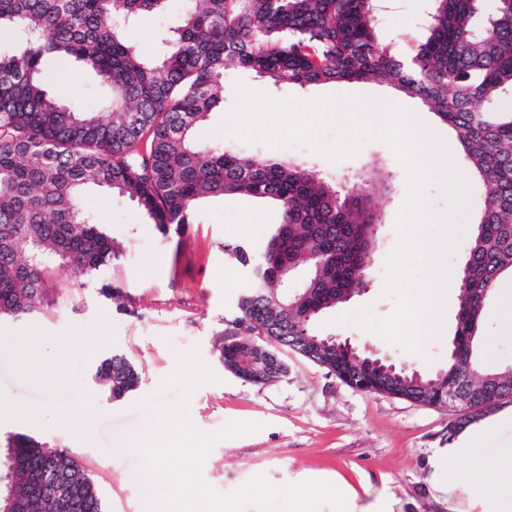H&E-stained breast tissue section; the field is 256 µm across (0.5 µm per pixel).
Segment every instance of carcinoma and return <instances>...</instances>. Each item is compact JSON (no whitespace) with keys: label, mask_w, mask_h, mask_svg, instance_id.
<instances>
[{"label":"carcinoma","mask_w":512,"mask_h":512,"mask_svg":"<svg viewBox=\"0 0 512 512\" xmlns=\"http://www.w3.org/2000/svg\"><path fill=\"white\" fill-rule=\"evenodd\" d=\"M167 0H0V317L42 315L50 278L71 264L89 276L119 257L112 237L83 211L80 193L95 186L129 199L168 231L197 220L204 194L242 196L273 205L278 222L257 250L224 245L249 284L238 297L224 369L253 349V337L327 370L342 382L379 377L375 390L425 406L447 403L448 380L412 371L380 373L375 359L340 349L309 355L299 340L315 336L318 316L347 302L369 281L371 228L379 223L364 180L334 182L301 163L201 147L193 128L224 102V67L233 62L274 84L302 88L375 79L419 99L457 130L463 159L479 179L484 208L458 281L459 309L447 371L478 410L512 393V367L484 374L478 331L485 303L512 275V0L477 26V0H431L426 40L408 56L376 37L378 0H189L144 57L130 31ZM74 58L108 88L103 112L80 109L44 89L45 57ZM480 103L490 108H477ZM286 261L301 273L298 290L277 275ZM95 381L121 399L139 383L135 364L114 352ZM3 492L24 512H60L46 494L52 480L70 485L69 512H105L90 475L64 448L10 434L0 448Z\"/></svg>","instance_id":"obj_1"}]
</instances>
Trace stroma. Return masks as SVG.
I'll return each instance as SVG.
<instances>
[{"label":"stroma","instance_id":"1","mask_svg":"<svg viewBox=\"0 0 512 512\" xmlns=\"http://www.w3.org/2000/svg\"><path fill=\"white\" fill-rule=\"evenodd\" d=\"M424 0H389L381 13L379 38L400 54L410 53L423 38L419 17ZM186 0H168L165 13L139 19L131 32L146 57H153L160 30L185 10ZM58 91L90 110H97L107 89L90 69L69 61L47 60ZM386 99L402 113L404 129L428 127L448 146L467 187V210L459 216L454 249L442 266L458 272L468 254L475 222L483 205L479 181L466 168L456 130L441 122L418 99L373 80L336 82L305 89L271 87L236 65L224 69V102L195 126L203 145L221 143L243 154L289 158L314 165L324 176L375 169L386 191L375 205L382 222L376 234L373 273L364 290L324 314L320 332L350 339L361 352L423 374L448 364V342L458 311L456 282L434 279L428 258L414 239L437 240L440 225L406 223L398 214L409 194L404 166L389 143L365 133L367 103ZM336 112H323V103ZM80 203L120 247L112 267L86 277L72 265L52 275L54 304L39 318L0 322V434L25 433L51 447L71 449L97 484L108 512H145L137 474L143 457L128 448L142 425L159 408L169 407L201 433H213L231 422L257 424L255 432L216 441L204 459L202 480L222 495L261 476L275 486L300 476H333L344 482L356 512H481L477 501L438 491L433 474L451 438L462 430L458 412L355 391L326 370L296 354L282 358L286 374L268 385L242 381L225 370L218 353L235 303L246 286L242 268L225 258L224 246L261 245L277 222L268 204L247 198L206 197L199 220L184 233H163L132 201L86 190ZM406 241L405 262L414 267L410 291L416 300L441 292L444 329L423 336L410 351L364 330L356 319L389 318L398 295L387 290V259ZM119 289L125 304L117 310L103 296L101 284ZM512 277H503L485 306L479 329L481 366L495 372L512 366V329L507 300ZM33 332L45 341L44 369L61 372L62 383L48 388L22 378L7 359L16 338ZM79 341L68 361H61L54 342ZM111 352L126 354L141 381L122 400H109L94 373ZM38 407V420L26 422L25 408ZM494 427L478 450L482 459L512 448V400L480 415ZM87 423V434L72 432L71 422Z\"/></svg>","mask_w":512,"mask_h":512}]
</instances>
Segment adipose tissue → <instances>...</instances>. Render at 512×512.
<instances>
[{
  "instance_id": "obj_1",
  "label": "adipose tissue",
  "mask_w": 512,
  "mask_h": 512,
  "mask_svg": "<svg viewBox=\"0 0 512 512\" xmlns=\"http://www.w3.org/2000/svg\"><path fill=\"white\" fill-rule=\"evenodd\" d=\"M44 349L41 337L28 335L18 339L11 352L13 364L24 377L53 388L58 384L56 377L45 372L40 366V358ZM487 428H468L461 432L454 447L448 448V460L458 458L470 459L471 464L463 479L449 478V489L465 485L472 494L478 496L482 512H512V500L498 497L493 479H488L487 471H495L496 477H512V448L502 449L499 456L491 462L481 460L477 451L481 441L487 436Z\"/></svg>"
}]
</instances>
